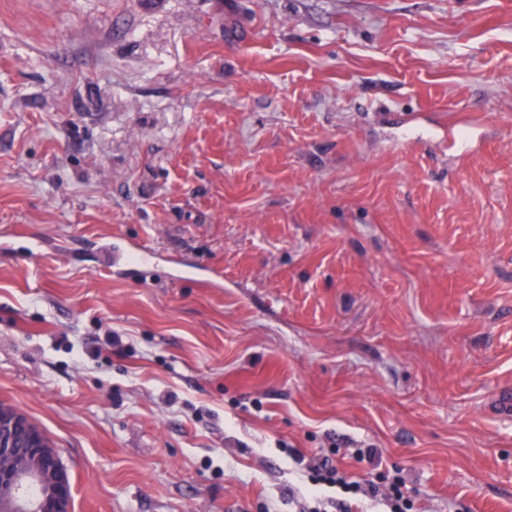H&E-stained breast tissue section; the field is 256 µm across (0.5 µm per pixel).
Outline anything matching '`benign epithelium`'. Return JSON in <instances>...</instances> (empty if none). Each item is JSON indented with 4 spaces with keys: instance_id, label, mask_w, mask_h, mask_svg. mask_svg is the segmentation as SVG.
I'll return each instance as SVG.
<instances>
[{
    "instance_id": "obj_1",
    "label": "benign epithelium",
    "mask_w": 512,
    "mask_h": 512,
    "mask_svg": "<svg viewBox=\"0 0 512 512\" xmlns=\"http://www.w3.org/2000/svg\"><path fill=\"white\" fill-rule=\"evenodd\" d=\"M0 512H71L60 455L19 418L0 424Z\"/></svg>"
}]
</instances>
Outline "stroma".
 <instances>
[{
	"label": "stroma",
	"instance_id": "stroma-1",
	"mask_svg": "<svg viewBox=\"0 0 512 512\" xmlns=\"http://www.w3.org/2000/svg\"><path fill=\"white\" fill-rule=\"evenodd\" d=\"M11 229L72 512H512V0H0ZM312 468L319 480L330 488L337 487L344 490L345 493H362L373 498L379 494L380 488L378 486L374 484H368L366 488L361 486L358 482L352 480V477L347 472L340 471L333 464V460L328 457L319 460ZM382 486L385 489L383 500L390 506V512H403L402 506L405 502V482L399 473L384 475L382 478Z\"/></svg>",
	"mask_w": 512,
	"mask_h": 512
}]
</instances>
